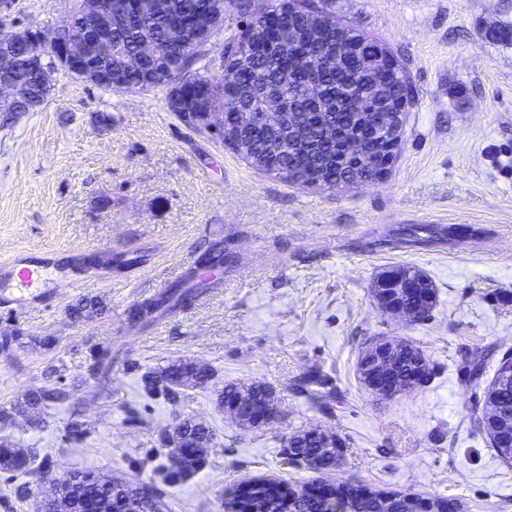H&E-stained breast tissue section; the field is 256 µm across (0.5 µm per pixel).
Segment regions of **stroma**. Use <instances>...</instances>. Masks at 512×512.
Listing matches in <instances>:
<instances>
[{
  "mask_svg": "<svg viewBox=\"0 0 512 512\" xmlns=\"http://www.w3.org/2000/svg\"><path fill=\"white\" fill-rule=\"evenodd\" d=\"M11 20L49 31L69 0H11ZM336 21L379 39L406 71L414 104L382 181L314 189L254 168L211 135L183 125L162 88L110 93L59 76L34 112L0 113V266L36 248L55 256L45 288H0V408L65 383L41 426L22 416L0 429L50 476L94 471L159 485L162 512H222L225 489L256 477L316 479L287 463L290 434L317 427L345 444L332 480L458 500L463 512H512V463L477 425L484 406L458 371L462 352L484 366L481 386L512 351V0H327ZM409 224H466L471 237L420 249ZM238 264L201 305L134 325V305L190 271L208 245ZM413 266L432 280L430 316L381 311L377 277ZM94 298L101 311L77 316ZM403 336L433 376L391 399L360 383L366 341ZM112 358L101 386L91 357ZM217 385L262 382L278 417L258 429L225 414L208 390L178 405L144 403L142 373L178 360ZM309 371L331 378L319 409L294 389ZM141 419L129 416L131 408ZM193 415L215 430L209 464L175 485L155 472L161 428ZM87 434L74 439L70 420Z\"/></svg>",
  "mask_w": 512,
  "mask_h": 512,
  "instance_id": "obj_1",
  "label": "stroma"
}]
</instances>
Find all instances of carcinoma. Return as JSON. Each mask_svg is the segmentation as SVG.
<instances>
[{
  "label": "carcinoma",
  "instance_id": "1",
  "mask_svg": "<svg viewBox=\"0 0 512 512\" xmlns=\"http://www.w3.org/2000/svg\"><path fill=\"white\" fill-rule=\"evenodd\" d=\"M225 0H149L150 11L136 13L129 9L128 0H112L113 12H121L124 18L113 22L112 42L91 44L81 52L87 60L97 64L104 60L112 63V75L126 83L143 87H159L168 83L171 77L183 72L189 73L183 84L187 105L193 110H222L227 121H232V111L228 109L234 101L244 104H259V97L267 87H275L279 94L300 104L307 110L309 106L299 103L296 86H284L278 76L284 69L292 68L298 73L297 81L302 82L314 75L322 84V97L328 110L323 118L313 117L301 129L307 152L299 153L296 143L288 136V126L279 128H255L243 126L234 134L244 136L252 143L255 158L251 164L285 181H291L290 169L299 166H317L328 176L353 179L357 173L354 163L336 145H326L323 126L334 125L352 119L353 91H364L371 98L378 111L375 118L383 116L390 104L400 98L410 83L400 66L388 68V75L380 88L355 78L360 61L350 58L345 71H336V66L320 55V47L311 46L296 52L289 47L291 28L301 26L308 33H318L330 45L336 44V35L355 47H378L382 62L390 57L389 50L378 40L368 36L354 26L336 31V21L329 18L318 0H273L272 14L264 22L252 25L247 34L252 46L250 53L238 54L233 50L225 52L227 65L223 76L215 78L209 62H200V57L191 52V45L198 32L192 25V18L199 13L218 15L224 13ZM175 24L185 27V44L180 47H165L156 58L142 60L138 57V47L146 39L164 42L166 30ZM467 229L461 225L448 227L413 224L403 228L406 241L416 246H429L443 241H459L465 237ZM237 263L235 253L220 244L207 246L200 254L196 267L189 273L190 285L178 282L161 295L147 299L135 306L132 321L143 325L154 319L176 313L191 306L194 299L218 284L215 273ZM394 272L405 277L417 278L421 290H435L432 280L422 271L409 266H400ZM483 372L481 363L467 359L462 363L461 375L464 381L479 382ZM212 370L192 361L171 363L156 371H148L141 377V391L148 399L161 398L171 405L181 401L183 391L197 385L206 386L213 378ZM327 381L318 374L304 377L298 391L313 404H324V395L319 388ZM252 397L257 400L260 413L268 411L266 399L271 389L260 382L249 385ZM67 399L66 391L60 387L31 390L23 399L9 409H0V426L8 427L17 414L39 421L38 410L48 403H60ZM188 432L184 433L179 459L161 465L159 473L172 485L182 478L202 469L209 461L212 448L206 436L213 428L191 419L184 420ZM321 439L315 431L309 430L296 437L285 455L302 457L312 469L328 474L336 470V458H322L319 454ZM35 456L24 448H17L7 441L0 442V473L30 474ZM80 479L78 495L79 512H113L117 501L132 496L138 512H160V498L148 485L134 484L92 471L76 474ZM339 505L351 512H381L382 503L375 490L368 489L349 480H340L328 486ZM370 490V497L360 496L363 490ZM298 501V512H326L327 499L322 495L298 494V486L286 481L259 477L241 482L227 490L224 499V512H245L246 506L259 507L257 512H282L285 501Z\"/></svg>",
  "mask_w": 512,
  "mask_h": 512
}]
</instances>
